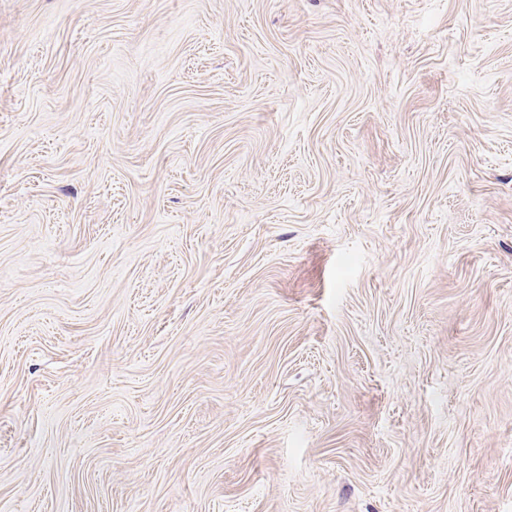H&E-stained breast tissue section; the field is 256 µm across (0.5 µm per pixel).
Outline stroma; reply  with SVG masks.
Instances as JSON below:
<instances>
[{"label":"stroma","mask_w":512,"mask_h":512,"mask_svg":"<svg viewBox=\"0 0 512 512\" xmlns=\"http://www.w3.org/2000/svg\"><path fill=\"white\" fill-rule=\"evenodd\" d=\"M0 512H512V0H0Z\"/></svg>","instance_id":"35a3bbf8"}]
</instances>
